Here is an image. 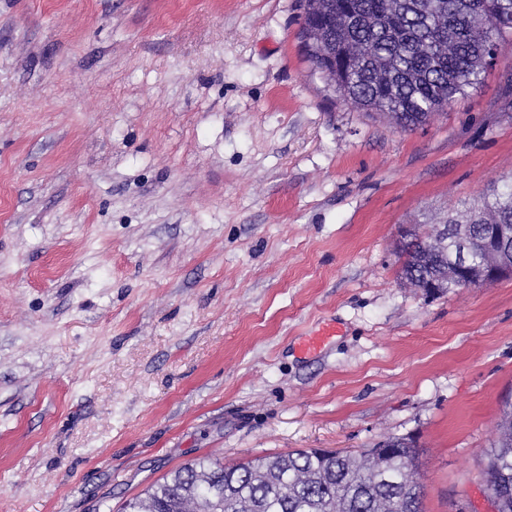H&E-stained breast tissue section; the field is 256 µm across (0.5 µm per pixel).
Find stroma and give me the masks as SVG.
Listing matches in <instances>:
<instances>
[{"label": "stroma", "instance_id": "stroma-1", "mask_svg": "<svg viewBox=\"0 0 512 512\" xmlns=\"http://www.w3.org/2000/svg\"><path fill=\"white\" fill-rule=\"evenodd\" d=\"M303 18L0 0V512H121L202 457L404 435L424 512H494L512 278L427 293L399 244L512 177V42L403 130L329 89Z\"/></svg>", "mask_w": 512, "mask_h": 512}]
</instances>
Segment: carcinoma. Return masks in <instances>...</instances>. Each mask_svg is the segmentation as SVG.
Segmentation results:
<instances>
[{"label":"carcinoma","mask_w":512,"mask_h":512,"mask_svg":"<svg viewBox=\"0 0 512 512\" xmlns=\"http://www.w3.org/2000/svg\"><path fill=\"white\" fill-rule=\"evenodd\" d=\"M311 65L336 73V92L359 109L393 112L416 127L482 83L485 42L512 36V0H326L304 12ZM453 43L434 52L438 40ZM512 224V180L471 207ZM418 235L402 245V275L414 271ZM487 454L484 481L497 512H512V403ZM420 449L377 444L359 455L299 449L224 466L208 458L175 470L126 512H422Z\"/></svg>","instance_id":"carcinoma-1"}]
</instances>
